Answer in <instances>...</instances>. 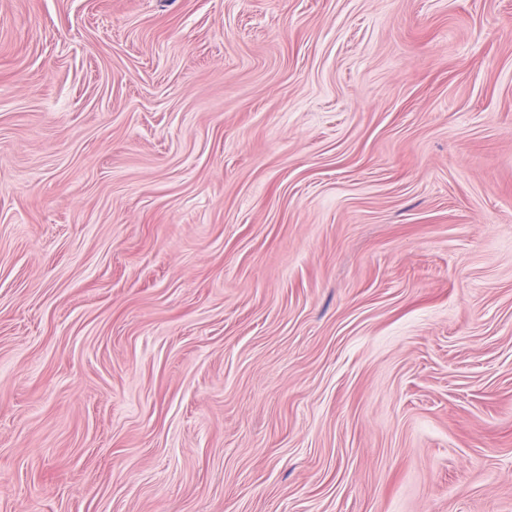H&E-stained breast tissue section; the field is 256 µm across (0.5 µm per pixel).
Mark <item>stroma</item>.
<instances>
[{"label": "stroma", "mask_w": 512, "mask_h": 512, "mask_svg": "<svg viewBox=\"0 0 512 512\" xmlns=\"http://www.w3.org/2000/svg\"><path fill=\"white\" fill-rule=\"evenodd\" d=\"M0 512H512V0H0Z\"/></svg>", "instance_id": "1"}]
</instances>
